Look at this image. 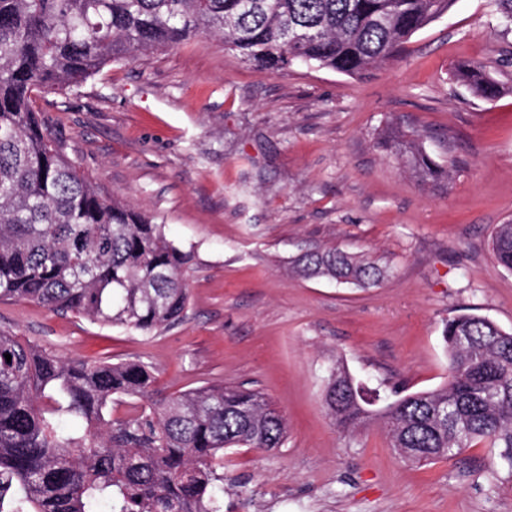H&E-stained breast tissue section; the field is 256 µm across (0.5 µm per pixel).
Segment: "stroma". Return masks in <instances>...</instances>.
Instances as JSON below:
<instances>
[{"instance_id": "35a3bbf8", "label": "stroma", "mask_w": 512, "mask_h": 512, "mask_svg": "<svg viewBox=\"0 0 512 512\" xmlns=\"http://www.w3.org/2000/svg\"><path fill=\"white\" fill-rule=\"evenodd\" d=\"M479 62L507 92L488 101L452 77ZM37 106L106 195L194 250L183 323L152 336L0 301V331L86 362L139 361L172 395L207 385L263 392L288 423L281 448L224 452V512H512V470L480 443L425 466L378 425L326 413L343 357L390 399L448 379L442 331L472 313L512 332V272L493 260L512 222V31L489 0H454L405 54L351 77L272 73L203 36L105 67ZM417 131L450 173L421 184L381 144ZM314 246L387 271L375 287L303 279Z\"/></svg>"}]
</instances>
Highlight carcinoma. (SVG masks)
<instances>
[{
	"instance_id": "1",
	"label": "carcinoma",
	"mask_w": 512,
	"mask_h": 512,
	"mask_svg": "<svg viewBox=\"0 0 512 512\" xmlns=\"http://www.w3.org/2000/svg\"><path fill=\"white\" fill-rule=\"evenodd\" d=\"M452 0H0V300L146 336L182 323L196 255L141 211L105 195L67 157L36 91L78 87L141 51L215 35L265 70L294 65L362 76L398 58ZM453 78L495 100L509 88L475 62ZM383 145L424 182L449 173L416 133ZM512 271V223L491 239ZM292 270L357 288L386 271L336 248ZM448 381L369 407L377 395L336 358L323 404L344 429L376 419L419 465L486 442L512 471V332L484 316L445 323ZM11 355L6 361L5 355ZM141 362L86 363L0 333V512H223L224 450L281 447L286 422L264 394L212 385L157 399ZM134 401L112 418V403Z\"/></svg>"
}]
</instances>
